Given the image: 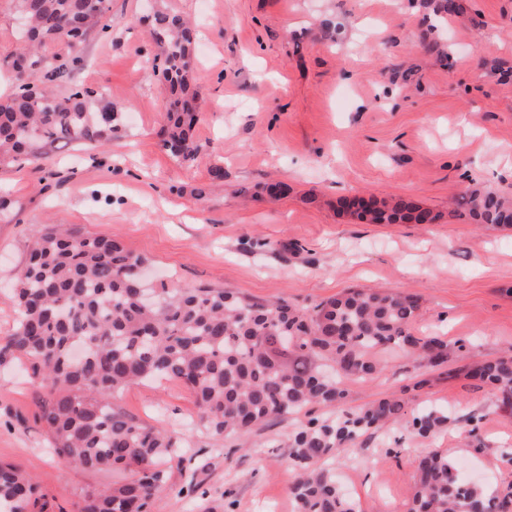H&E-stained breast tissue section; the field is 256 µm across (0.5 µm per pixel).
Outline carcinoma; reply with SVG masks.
<instances>
[{"label":"carcinoma","instance_id":"obj_1","mask_svg":"<svg viewBox=\"0 0 512 512\" xmlns=\"http://www.w3.org/2000/svg\"><path fill=\"white\" fill-rule=\"evenodd\" d=\"M18 48L4 57L13 90L0 99V164L60 142L98 149L112 142L124 113L103 90L73 82L80 50L111 28L110 0H13ZM436 16L463 12L459 0H431ZM149 24L160 53L152 73L170 93L161 147L181 166L197 152L194 79L196 33L190 22L153 0L138 18ZM337 205L371 224H435L440 216L402 198L378 202L342 197ZM458 209L476 224L512 228V202L493 191L468 189ZM145 259L112 236L45 224L37 232L14 298L16 326L0 343V367L19 360L44 391L39 418L55 452L90 471L129 478L84 495L82 512H151L172 479L185 440L127 414L112 398L143 379L173 380L192 394L212 437L246 436L270 420L308 407L323 414L288 436L295 512H359L330 467L336 452L386 424H401L422 439L451 422L433 406L413 408L428 380L357 411L345 408L342 378L366 380L385 366L378 348L399 349L415 363L463 374L496 396V410L512 416V354L446 368L448 342L417 337V295L349 289L310 308L258 303L223 288H166L144 298ZM407 512H512V491L488 495L463 478L457 461L439 451L423 455L413 476ZM36 483L0 462V505L7 512H45Z\"/></svg>","mask_w":512,"mask_h":512}]
</instances>
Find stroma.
<instances>
[{
	"mask_svg": "<svg viewBox=\"0 0 512 512\" xmlns=\"http://www.w3.org/2000/svg\"><path fill=\"white\" fill-rule=\"evenodd\" d=\"M144 0H112V29L83 46L76 82L105 88L127 123L105 149L57 147L0 165V338L17 318L11 288L41 225L112 236L142 256L156 282L226 288L260 302L311 306L348 288L409 289L421 298L416 336L465 341L459 360L512 349V229L477 227L456 209L462 187L512 199V0H463L465 17L436 20L419 0H170L201 37L194 162L160 146L167 96L150 62L158 48ZM440 41L444 57L427 46ZM224 180H210L216 162ZM286 191L272 198L265 186ZM208 189L205 200L194 190ZM406 197L435 224H367L340 212L341 196ZM384 372L349 380L347 406L428 379L423 398L453 422L426 442L392 425L342 450L360 512H405L419 457L462 461L489 494L512 484V417L473 381L381 353ZM41 391L26 365L0 368V461L39 487L51 512H81L106 472L51 452L37 417ZM115 402L189 446L153 512H294L288 434L299 416L217 441L199 425L179 382L135 383ZM478 418L470 429L469 418Z\"/></svg>",
	"mask_w": 512,
	"mask_h": 512,
	"instance_id": "35a3bbf8",
	"label": "stroma"
}]
</instances>
